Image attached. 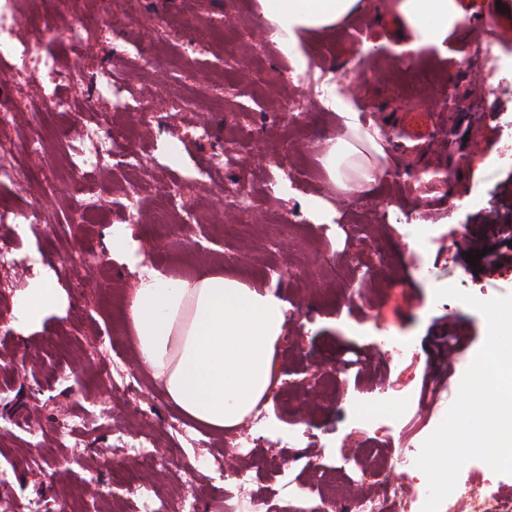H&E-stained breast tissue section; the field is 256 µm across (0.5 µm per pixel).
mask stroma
Instances as JSON below:
<instances>
[{
  "mask_svg": "<svg viewBox=\"0 0 512 512\" xmlns=\"http://www.w3.org/2000/svg\"><path fill=\"white\" fill-rule=\"evenodd\" d=\"M371 2L372 12L353 24L302 39L312 72H344L357 87V108L389 125H399L416 101L424 111H439L450 89L466 105L472 84L482 78L472 51L482 43L489 0L461 2L465 17L454 50L467 65L426 51L418 57L416 78L402 73L391 57L359 55L362 42L394 32L392 0ZM179 9V0H141L134 9L125 0H69L67 6L70 13L112 21L111 33L98 39L85 60L88 70L111 69L128 97L195 101L186 119L141 134L111 100L76 80L59 87L71 101L68 112H40L50 88L33 79H20L9 99L15 119L0 136L19 143L35 136L46 140L40 155L17 152L15 165L53 167L59 189L47 195L35 183L0 184V197L16 211L12 223L0 224V243H10L18 259L35 266L0 281V469L8 474L0 496L10 498L12 512H31L36 500L51 508L66 504L71 512H99L126 499L112 482L114 468L134 474L142 469L128 444L147 437L157 447L170 445L166 423L179 410L138 364L135 338L124 324V302L136 275L106 244L112 225L129 213L149 263L182 278L219 266L226 276L251 284L272 282L293 307L278 348L281 382L266 407L280 440L267 442L250 421L239 426L255 443L237 462L260 480L261 512H328L330 502L320 491L330 485L351 497L383 499L396 486L425 498L427 479L413 475L408 462L445 417L464 364L487 335L479 312L456 299H435L434 292L455 286L481 300L512 294V267L490 275L485 262L473 266L466 260L474 244L505 251L497 227L512 222V37L504 34L494 43L507 80L494 108L481 113L474 141L457 140L459 154L452 158L437 149L397 154L398 166L423 169L422 179L383 182L367 197L348 199L337 196L320 162L336 137V116L315 108L314 87L292 81L290 59L264 34L258 0H194L179 33L157 44L159 23ZM153 44L161 63L152 68L139 50ZM218 81L235 82L238 96L210 104ZM265 88L299 102L307 111L304 122L262 103L241 110V102ZM51 122L70 127V144L47 139ZM204 123L212 135L200 140L194 130ZM96 125L123 128L143 156L144 170L115 159L107 172L76 173L85 131ZM230 142L244 144L242 163L209 172L211 157ZM172 144L180 149L176 163L167 155ZM275 150L294 160L300 174L289 190L277 193L269 190L274 168L268 157ZM449 168L453 176L440 182L438 172ZM173 183L188 186L173 239L151 241L148 226L167 204L163 191ZM237 186L256 203L252 213L230 220L216 202ZM88 198L99 203L93 224L75 217ZM319 199L341 206L349 236L337 237L317 223L311 206ZM391 206L400 209V220L385 219L383 211ZM235 222L250 225V232H234ZM20 224L27 225L26 234L17 232ZM371 267L379 270L375 280L348 284L349 272ZM38 277L51 279L60 302L18 331L16 298ZM82 278L92 285L79 293L74 285ZM451 319L472 328L475 344L458 356L447 386L429 399L422 385L439 369L431 341ZM388 336L407 346L403 358H388ZM354 348L367 352L365 367L356 375H333V366ZM112 360L135 376L133 390L113 392L102 367ZM365 413L376 416L374 427L359 428ZM189 431L176 451L177 463L152 472L142 497L174 499L193 483L207 484L215 502L230 492L224 480L232 450L227 433L194 422ZM189 460L199 461L197 471H187ZM284 462L290 465L288 490L271 493V474Z\"/></svg>",
  "mask_w": 512,
  "mask_h": 512,
  "instance_id": "35a3bbf8",
  "label": "stroma"
}]
</instances>
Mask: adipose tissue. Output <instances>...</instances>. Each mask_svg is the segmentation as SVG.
Wrapping results in <instances>:
<instances>
[{"instance_id": "obj_1", "label": "adipose tissue", "mask_w": 512, "mask_h": 512, "mask_svg": "<svg viewBox=\"0 0 512 512\" xmlns=\"http://www.w3.org/2000/svg\"><path fill=\"white\" fill-rule=\"evenodd\" d=\"M259 5L272 41L299 73L309 67L303 35L345 25L370 7L368 0H259ZM393 10L396 30L390 50L414 57L432 47L442 56L451 55V35L464 19L458 0H396ZM326 105L343 134L322 156V167L341 195H363L375 182L374 165H354L358 144H372L380 158L384 149L351 99L332 94ZM108 246L140 273L126 309L139 364L197 424L220 431L240 424L275 382L288 301L276 290L225 276L220 268L175 278L143 266L139 246L124 224L112 226ZM58 302L50 279L32 282L17 299V329L38 321Z\"/></svg>"}]
</instances>
